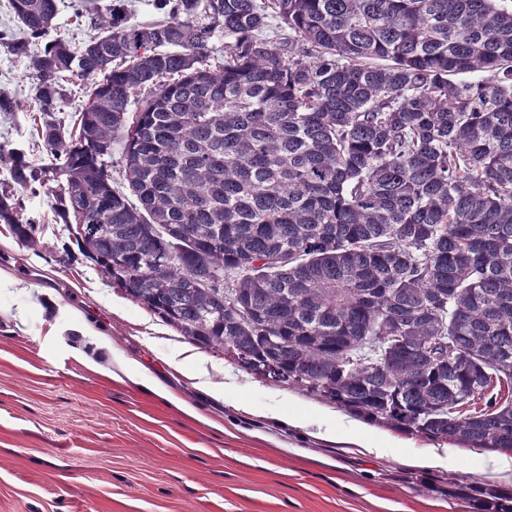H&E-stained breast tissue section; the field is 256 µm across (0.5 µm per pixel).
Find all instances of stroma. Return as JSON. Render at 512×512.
I'll return each instance as SVG.
<instances>
[{
    "instance_id": "1",
    "label": "stroma",
    "mask_w": 512,
    "mask_h": 512,
    "mask_svg": "<svg viewBox=\"0 0 512 512\" xmlns=\"http://www.w3.org/2000/svg\"><path fill=\"white\" fill-rule=\"evenodd\" d=\"M0 92L19 104L0 112V145L48 164L30 61L1 46ZM22 203L38 248L0 223V512H472L440 486L512 487L492 450L462 446L452 466L421 468L411 457L435 440L394 430L388 453H366L342 437L350 412L207 349L212 381L232 382L214 398L197 386L196 363L176 359L183 336L106 282L68 239L51 196L27 193ZM93 322L196 417L90 371L73 342ZM295 414L308 424L289 426Z\"/></svg>"
}]
</instances>
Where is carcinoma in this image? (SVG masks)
Instances as JSON below:
<instances>
[{"instance_id": "cac0c4a2", "label": "carcinoma", "mask_w": 512, "mask_h": 512, "mask_svg": "<svg viewBox=\"0 0 512 512\" xmlns=\"http://www.w3.org/2000/svg\"><path fill=\"white\" fill-rule=\"evenodd\" d=\"M126 0L80 46L10 0L81 253L184 338L402 432L512 452L509 0ZM44 39L30 53V40ZM224 40V62L210 64ZM90 84L66 127L62 77ZM119 155V178L112 177ZM56 186H50V182ZM477 512L512 492L448 481Z\"/></svg>"}]
</instances>
